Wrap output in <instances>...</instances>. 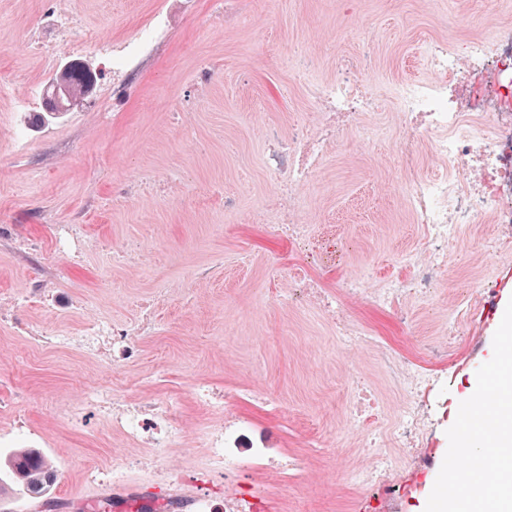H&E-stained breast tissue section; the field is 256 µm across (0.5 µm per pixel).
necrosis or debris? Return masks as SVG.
<instances>
[{
  "label": "necrosis or debris",
  "instance_id": "necrosis-or-debris-1",
  "mask_svg": "<svg viewBox=\"0 0 512 512\" xmlns=\"http://www.w3.org/2000/svg\"><path fill=\"white\" fill-rule=\"evenodd\" d=\"M52 24L53 31L42 33L34 43L44 60L56 53L54 30H75L79 36L70 41V54L77 57L97 48L116 84L127 77L131 62L164 36L158 20L138 38L120 43L99 40L75 12ZM466 24L462 16L449 19L447 38L423 48L426 78L392 89L399 116L392 160L398 176L392 188L413 223L423 227L420 247L401 256L399 275L377 284L359 274L338 279L332 291L311 281L298 294L299 300L332 321L337 340L370 350L404 398L401 411L392 417L368 384L361 381L353 389L344 418L360 430L365 458L348 471L346 483L358 492L383 482L396 453L427 447L434 414L424 396L433 378L431 369L447 362L450 348L469 333L486 301L480 293L454 301L444 335L417 342V353L431 362L427 369L412 366L398 348L370 334L352 317L349 304H366L400 319L410 303L435 294L459 250L486 262L512 254V26L485 17L480 33L463 49H455ZM357 71V64L343 58L332 79H317L307 64L299 69L321 120L312 128L295 127L288 140L271 144L267 151L265 164L277 199L272 233L291 238L305 234L300 190L317 181L329 149L342 143L347 130H357L369 143L377 139L368 117L380 107V91L360 79ZM424 157L434 165L427 174L420 171ZM480 222L487 224V233L464 238V226ZM93 398L102 406L101 419L111 421L115 432L139 448L131 467L152 471L167 486L160 495L140 492L124 481L121 469L108 476L88 472L94 483L111 478L114 512H270L277 489L305 467L297 456H272L260 448L243 452L242 424L230 411L228 399L216 393L208 394L207 405L217 420L196 439L206 459L189 470L174 468L168 460L169 449L180 443L181 408L175 398L162 396L133 405L100 392ZM216 477L224 480L220 495L211 490Z\"/></svg>",
  "mask_w": 512,
  "mask_h": 512
}]
</instances>
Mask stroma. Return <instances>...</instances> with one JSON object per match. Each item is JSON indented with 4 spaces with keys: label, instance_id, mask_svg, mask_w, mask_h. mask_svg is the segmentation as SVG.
Returning <instances> with one entry per match:
<instances>
[{
    "label": "stroma",
    "instance_id": "35a3bbf8",
    "mask_svg": "<svg viewBox=\"0 0 512 512\" xmlns=\"http://www.w3.org/2000/svg\"><path fill=\"white\" fill-rule=\"evenodd\" d=\"M70 12L115 43L157 17L165 35L117 89L88 49L82 62L98 76L90 93L37 124L52 73L27 36ZM489 12L512 19V0H237L228 19L214 0H0V82L17 93L0 97V455L36 448L53 464L51 512L111 501V488L84 474L131 450L109 424L71 428L68 404L94 413L84 394L101 386L131 401L177 395L175 453L193 466L204 454L195 437L209 423L192 401L198 383L233 394L243 447L310 457L309 471L280 492L288 512H424L446 431L491 358L500 314L472 326L433 384L429 399L447 400L448 417L434 423L428 447L398 458L389 483L352 492L344 474L357 463L358 434L340 424L352 376L367 374L390 413L402 399L374 363L337 346L326 319L287 296L355 268L398 274L421 231L388 185L393 171L379 166L392 148L346 135L305 192V240L269 235L251 215L275 207L263 165L271 134L288 137L317 118L294 76L298 60H312L323 78L334 77L337 55L366 61L363 79L384 93L373 119L392 131L388 91L425 78L419 49L442 36V17L470 15L466 38ZM481 280L493 282L498 303L511 301L512 257L490 264L460 253L407 323L362 304L351 312L410 356L417 336L435 335L451 301ZM101 321L135 329L133 358L78 345ZM41 331L68 341L33 344Z\"/></svg>",
    "mask_w": 512,
    "mask_h": 512
}]
</instances>
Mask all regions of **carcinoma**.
Segmentation results:
<instances>
[{
	"instance_id": "cac0c4a2",
	"label": "carcinoma",
	"mask_w": 512,
	"mask_h": 512,
	"mask_svg": "<svg viewBox=\"0 0 512 512\" xmlns=\"http://www.w3.org/2000/svg\"><path fill=\"white\" fill-rule=\"evenodd\" d=\"M75 64L66 66L57 73V80L66 94L60 104L69 107L86 94L92 82L81 80L74 75ZM55 482V471L40 451L29 448L25 452L11 456L0 463V492L6 488L29 499L47 497Z\"/></svg>"
}]
</instances>
